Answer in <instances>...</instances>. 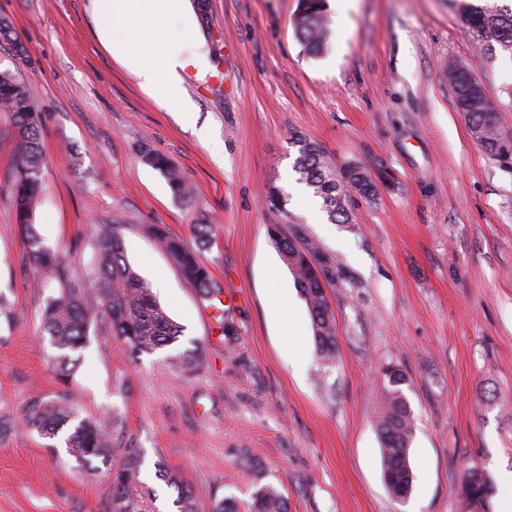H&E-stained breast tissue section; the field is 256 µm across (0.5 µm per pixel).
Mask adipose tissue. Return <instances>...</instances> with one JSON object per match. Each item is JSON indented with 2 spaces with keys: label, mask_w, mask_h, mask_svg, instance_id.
Segmentation results:
<instances>
[{
  "label": "adipose tissue",
  "mask_w": 512,
  "mask_h": 512,
  "mask_svg": "<svg viewBox=\"0 0 512 512\" xmlns=\"http://www.w3.org/2000/svg\"><path fill=\"white\" fill-rule=\"evenodd\" d=\"M99 30L112 55L138 78L155 101L176 105L189 61L163 33L184 17V0H96Z\"/></svg>",
  "instance_id": "adipose-tissue-1"
}]
</instances>
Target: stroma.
<instances>
[{"mask_svg": "<svg viewBox=\"0 0 512 512\" xmlns=\"http://www.w3.org/2000/svg\"><path fill=\"white\" fill-rule=\"evenodd\" d=\"M458 3L326 9L331 38L316 56L296 34L301 0L188 5L192 26L170 38L195 62L181 73L185 109L172 112L103 45L95 0H0L12 28L0 71L43 116L35 222L46 244L81 279L94 225H120L129 263L184 329L177 349L199 343L206 355L183 378L167 350L133 360L99 333L75 378L56 380L7 179L17 137L0 112V414L65 396L178 471L198 512L216 496L247 505L259 483L288 512H461L475 464L492 478V512H512V170L474 142L446 77L448 62L469 67L512 124V56L482 58ZM301 137L335 164L384 165L394 187L351 196V223L313 216L295 198ZM145 143L194 187L191 202L141 161ZM272 187L341 279L327 291L339 338L330 369L267 234L279 219L264 198ZM202 221L212 231L201 260L234 298L226 336L147 231L164 224L188 240ZM386 363L402 370L416 418L402 502L383 482L377 435ZM0 512H110L105 472L76 469L18 428L0 436Z\"/></svg>", "mask_w": 512, "mask_h": 512, "instance_id": "obj_1", "label": "stroma"}]
</instances>
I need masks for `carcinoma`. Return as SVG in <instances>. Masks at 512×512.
<instances>
[{
  "label": "carcinoma",
  "instance_id": "cac0c4a2",
  "mask_svg": "<svg viewBox=\"0 0 512 512\" xmlns=\"http://www.w3.org/2000/svg\"><path fill=\"white\" fill-rule=\"evenodd\" d=\"M321 2L304 0L296 22L299 40L313 55L321 53L329 40ZM463 13L479 45L493 41L502 52L512 55V9H485L466 4ZM448 83L456 108L467 119L475 142L492 158L509 164L512 170V146L499 139V130L506 120L485 88L473 80L468 67L458 63L448 64ZM0 112L11 115L17 133L7 176L27 254L42 275L34 287L54 289L44 302L41 325L49 343L57 350L54 372L58 380L66 383L74 377L79 361L76 353L87 346L93 330H104L114 336L133 360L176 343L183 327L171 319L150 284L128 262L120 225L95 226L90 271L80 281L74 278L69 263L44 243L33 222L45 165L42 113L26 85L9 72H0ZM297 142L300 149L294 169L299 182L321 199L331 221L352 223L348 210L351 193L371 195V171L355 162L337 166L327 160L319 144L305 138ZM139 153L145 164L166 178L175 197L187 202L193 199L191 187L167 157L147 144L140 146ZM192 229L194 247L171 234L164 224L150 226L155 241L172 258L184 280L203 303L214 307L213 320L224 335L231 330L227 312L221 305L224 288L202 263L199 254L210 243L211 225L202 222L192 225ZM268 233L308 307L317 357L322 365L330 367L336 362L337 336L336 316L327 299V289L339 283L336 270L322 259L317 244L305 232L295 229L288 234L283 225L275 224ZM168 360L178 375L190 376L202 368L203 347L198 344L187 348L168 356ZM382 374L384 407L377 429L383 479L390 494L403 499L413 490L409 450L416 420L401 388L405 381L401 370L388 363L382 367ZM21 425L51 441L65 434V452L82 470H96L99 462L108 466L106 477L112 512H159L155 490L144 478L142 449L132 445L120 447L113 429L79 417L60 397L33 401ZM114 457L119 458L115 467L111 466ZM155 468V476L176 493L173 505L177 512H196L192 492L181 475L160 461L155 463ZM491 491V478L471 467L459 491L463 510L487 512ZM249 512H288V502L275 486L261 485L251 496Z\"/></svg>",
  "mask_w": 512,
  "mask_h": 512
}]
</instances>
